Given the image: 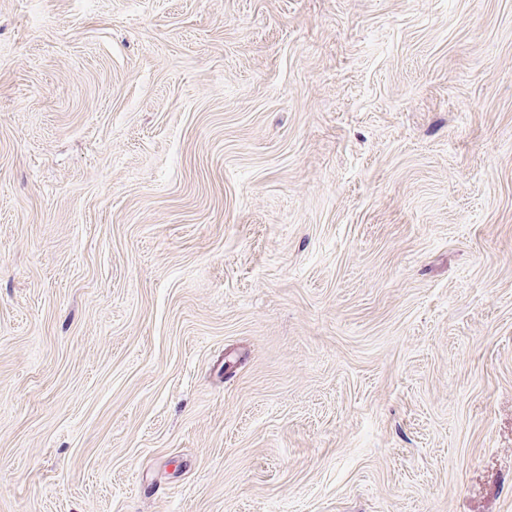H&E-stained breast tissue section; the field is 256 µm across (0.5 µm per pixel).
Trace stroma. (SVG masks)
<instances>
[{
    "instance_id": "1",
    "label": "stroma",
    "mask_w": 512,
    "mask_h": 512,
    "mask_svg": "<svg viewBox=\"0 0 512 512\" xmlns=\"http://www.w3.org/2000/svg\"><path fill=\"white\" fill-rule=\"evenodd\" d=\"M0 512H512V0H0Z\"/></svg>"
}]
</instances>
